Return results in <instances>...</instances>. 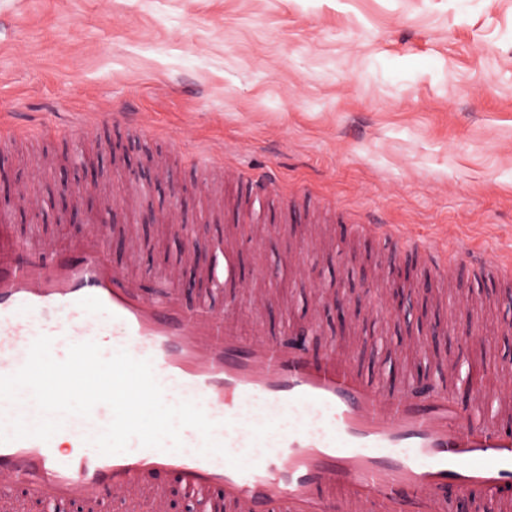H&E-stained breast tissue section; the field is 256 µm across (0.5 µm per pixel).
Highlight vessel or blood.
<instances>
[{"instance_id": "b4317fda", "label": "vessel or blood", "mask_w": 512, "mask_h": 512, "mask_svg": "<svg viewBox=\"0 0 512 512\" xmlns=\"http://www.w3.org/2000/svg\"><path fill=\"white\" fill-rule=\"evenodd\" d=\"M212 164L255 196L280 191L274 174H248L220 157ZM416 252L447 281V246L423 241ZM465 257L478 279L512 280L511 256L492 260L470 249ZM93 309L103 320L91 319ZM242 330V320L211 305L185 309L171 277L143 293L113 267L103 226L59 247L14 238L0 212V375L22 366L39 336H108L113 350L151 361L167 403H197L227 450L202 454L201 434L186 428L178 451L134 440L127 452L100 454L92 439L111 420L100 404L90 417L64 418L75 453L34 437L0 443V499L18 491L104 512L119 492L124 503L144 496L150 512H166L162 478L171 475L207 512H447L449 498L499 496L512 483V400L503 399L494 421L476 418L484 393L461 400L447 358L434 362L436 385L400 391L315 355L298 337L247 343ZM231 455L246 469L231 466Z\"/></svg>"}]
</instances>
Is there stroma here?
<instances>
[{"label": "stroma", "instance_id": "obj_1", "mask_svg": "<svg viewBox=\"0 0 512 512\" xmlns=\"http://www.w3.org/2000/svg\"><path fill=\"white\" fill-rule=\"evenodd\" d=\"M28 131L0 146L18 236L65 246L108 190L114 265L144 286L162 272L212 305L284 336L317 324L311 347L398 385L435 376L412 343L433 326L459 381L495 402L512 373V283L458 266L437 287L413 250L442 235L512 253V0H0V114ZM74 112L146 113L162 138L105 123L77 140ZM248 173L323 195L252 200L215 151ZM71 183L74 196L62 198ZM393 224L384 242L336 216ZM234 254L223 264L198 254ZM412 297L396 307L394 288Z\"/></svg>", "mask_w": 512, "mask_h": 512}]
</instances>
